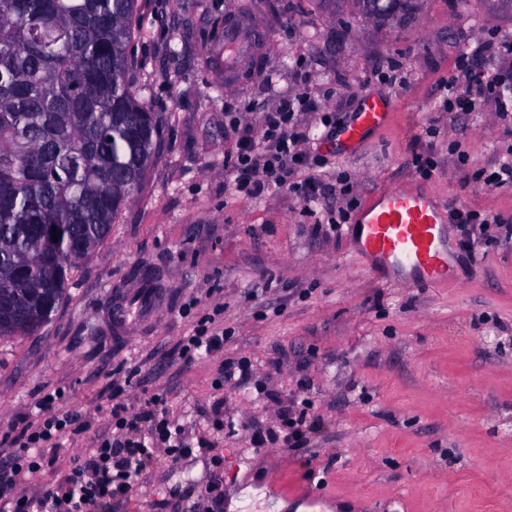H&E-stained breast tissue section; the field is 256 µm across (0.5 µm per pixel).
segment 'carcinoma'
I'll list each match as a JSON object with an SVG mask.
<instances>
[{"label": "carcinoma", "mask_w": 512, "mask_h": 512, "mask_svg": "<svg viewBox=\"0 0 512 512\" xmlns=\"http://www.w3.org/2000/svg\"><path fill=\"white\" fill-rule=\"evenodd\" d=\"M350 4L394 26L418 0ZM138 0H0V337L37 331L77 261L103 243L159 151L131 88ZM60 237H55V234Z\"/></svg>", "instance_id": "cac0c4a2"}]
</instances>
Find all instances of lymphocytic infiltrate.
I'll return each instance as SVG.
<instances>
[{
	"label": "lymphocytic infiltrate",
	"mask_w": 512,
	"mask_h": 512,
	"mask_svg": "<svg viewBox=\"0 0 512 512\" xmlns=\"http://www.w3.org/2000/svg\"><path fill=\"white\" fill-rule=\"evenodd\" d=\"M318 106L307 93L286 99L278 112L265 116L259 136H239L234 149L224 157L236 194L256 197L269 188H287L305 201L319 199L324 186L316 177L294 181L296 170L321 166L310 151V132L295 121L299 112H314ZM224 332L199 323L194 334L181 340L177 354L184 362L208 356L224 346ZM130 379L113 378L108 387L112 403L113 434L102 435L96 448L70 458L67 471L56 487L42 492L27 488V474L52 468L66 434H81L85 417L58 411L65 392L40 388L25 411L15 414L0 432V441L11 451L0 458V512H105L113 500L126 497L146 473L157 451L171 462L192 454L182 428L167 418V400L160 393L145 395L138 413H129L121 397Z\"/></svg>",
	"instance_id": "1"
}]
</instances>
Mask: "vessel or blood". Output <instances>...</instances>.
I'll list each match as a JSON object with an SVG mask.
<instances>
[{"instance_id": "vessel-or-blood-1", "label": "vessel or blood", "mask_w": 512, "mask_h": 512, "mask_svg": "<svg viewBox=\"0 0 512 512\" xmlns=\"http://www.w3.org/2000/svg\"><path fill=\"white\" fill-rule=\"evenodd\" d=\"M386 102L366 97L343 133L351 147L384 125ZM447 210L427 194L407 187L384 190L368 200L360 217L358 249L371 268L398 280L438 286L452 280L444 225Z\"/></svg>"}]
</instances>
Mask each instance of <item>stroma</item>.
<instances>
[{
  "instance_id": "1",
  "label": "stroma",
  "mask_w": 512,
  "mask_h": 512,
  "mask_svg": "<svg viewBox=\"0 0 512 512\" xmlns=\"http://www.w3.org/2000/svg\"><path fill=\"white\" fill-rule=\"evenodd\" d=\"M129 51L133 89L163 118L145 181L105 242L76 265L66 298L28 336L0 338V428L37 388H64L62 410L92 417L65 440L91 448L109 421L110 372L131 374L126 396L165 394L169 416L196 449L178 463L157 454L150 472L109 512H183L176 486L205 487L211 446L224 454V504L234 512H512V238L498 226L462 235L447 225L454 281H390L356 253V227L335 232L312 214L410 184L449 207L512 219V187L480 179L505 160L512 113L497 102L442 111L462 93L463 52L512 89V64L487 52L512 40V10L496 0H427L395 29L315 0H255L266 34L260 63L229 78L224 17L239 0H139ZM396 64L403 83L382 82ZM306 89L321 111L301 114L328 159L324 196L285 189L231 193L224 156L237 129L258 134L264 113ZM386 100L387 123L347 153L324 118L352 119L363 97ZM435 162L416 173L415 153ZM223 305V350L192 363L177 343ZM247 358L248 385L212 382L222 362ZM221 402L224 429L209 424ZM302 411L301 444L287 442L285 411ZM276 442L255 447V431Z\"/></svg>"
}]
</instances>
